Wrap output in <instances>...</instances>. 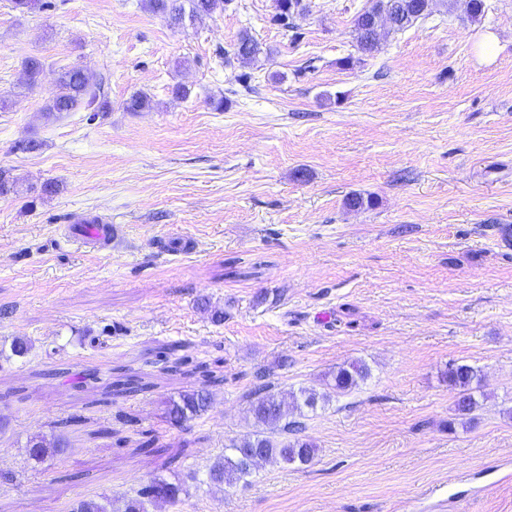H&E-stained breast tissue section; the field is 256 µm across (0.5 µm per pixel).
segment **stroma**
I'll use <instances>...</instances> for the list:
<instances>
[{"label": "stroma", "mask_w": 512, "mask_h": 512, "mask_svg": "<svg viewBox=\"0 0 512 512\" xmlns=\"http://www.w3.org/2000/svg\"><path fill=\"white\" fill-rule=\"evenodd\" d=\"M51 2L0 0V168L16 183L0 196V472L16 476L0 512L90 495L122 512L156 478L183 502L148 512H512V0H485L476 22L466 0L435 5L365 58L352 20L369 0H304L296 40L269 24L273 0L179 23L147 0ZM244 34L257 59L226 63ZM29 56L44 64L33 87ZM73 66L103 82L108 112L46 116ZM138 92L151 108L127 111ZM354 193L372 205L348 209ZM83 217L112 225L111 251L64 236ZM175 341L224 371L180 426L167 402L203 384L164 374L157 349ZM355 359L367 380L305 420L312 463L211 483L255 429V372L319 390ZM452 362L478 371L469 420ZM119 364L153 389L89 405L76 374L107 382ZM71 414L84 422L67 448L31 459L30 438ZM140 431L183 448L181 465L138 450Z\"/></svg>", "instance_id": "1"}]
</instances>
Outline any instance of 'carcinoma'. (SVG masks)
Segmentation results:
<instances>
[{"instance_id":"obj_1","label":"carcinoma","mask_w":512,"mask_h":512,"mask_svg":"<svg viewBox=\"0 0 512 512\" xmlns=\"http://www.w3.org/2000/svg\"><path fill=\"white\" fill-rule=\"evenodd\" d=\"M228 0H149L153 10L170 12L174 19L181 20L186 16L193 19L209 16L218 9H224ZM433 0H372V5L362 9L353 19V28L358 50L363 54L372 53L379 42L380 34L374 26V19L379 14L388 18L390 29L404 31L419 21L426 20L431 14ZM306 12L303 0H274V13L269 22L286 31L297 28L296 19ZM259 53L258 44L249 36H241L233 47V58L247 65L254 61ZM24 71L30 85L38 84L43 71V63L36 57L28 58L24 63ZM85 108L99 114L109 110V102L101 93V87L88 83L84 73L77 67L62 71L57 80V89L49 97L44 111L50 115L63 112H74ZM369 375L367 366L360 361H352L342 365L331 374L330 388L343 394L359 385ZM448 383L459 390L456 412L461 417L471 415L478 401L472 392V384L477 378V370L468 364L451 363L446 372ZM257 383L252 391L253 400L250 413L258 426L247 438L232 442L224 448V458L209 469V479L214 483L234 485L247 481L252 473L250 457L260 456L263 461H280L284 464L306 465L311 463L316 454V446L297 437L305 423L289 421L288 409L294 408L300 415L313 413L319 403L328 401L329 395L313 389H305L300 395L292 392H273L272 385L266 382V375L256 374ZM148 385L141 378L124 374L118 380L104 388L101 402L109 403L113 396L136 395ZM212 396L207 391H193L182 394L179 399L169 402L167 417L174 423H181L205 412L211 404ZM81 418L70 416L57 421L54 428L59 433L33 437L29 440V455L34 460H41L49 455L62 451L67 442L62 431L79 425ZM281 431L293 439L279 440L276 431ZM183 488L179 484L165 480H152L141 487L136 496L130 497L125 503L124 512H146V503L160 497L173 506L181 503ZM111 500L106 496L85 498L73 508V512H109Z\"/></svg>"}]
</instances>
